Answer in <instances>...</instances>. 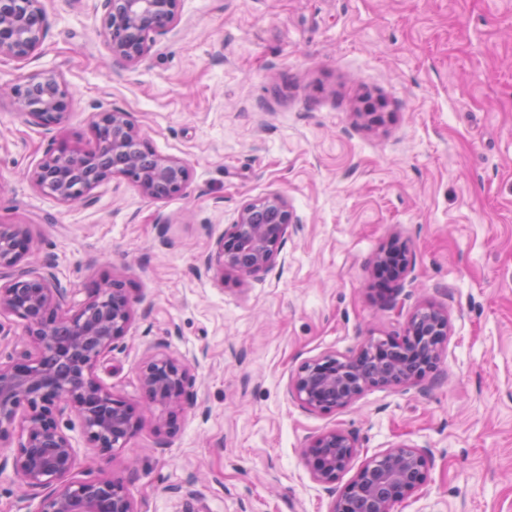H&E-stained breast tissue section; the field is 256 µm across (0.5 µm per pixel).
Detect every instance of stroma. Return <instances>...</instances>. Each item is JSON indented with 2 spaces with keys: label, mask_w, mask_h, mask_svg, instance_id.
Masks as SVG:
<instances>
[{
  "label": "stroma",
  "mask_w": 512,
  "mask_h": 512,
  "mask_svg": "<svg viewBox=\"0 0 512 512\" xmlns=\"http://www.w3.org/2000/svg\"><path fill=\"white\" fill-rule=\"evenodd\" d=\"M97 5L44 0L35 55L0 58V88L52 70L74 93L50 132L0 98V224L27 227L73 303L123 280L133 323L97 371L114 394L140 403V366L161 350L191 362L197 399L171 428L143 413L107 454L64 416L76 477L125 481L140 512H328L302 449L336 427L360 463L429 450V481L398 512H512V0H183L133 68L112 62ZM375 103L381 123L356 119ZM112 108L186 162L183 196L115 178L69 206L32 185L48 149L93 148ZM271 192L300 225L275 264L243 283L204 271L240 208ZM395 234L410 246L398 293L371 273ZM424 305L451 332L423 381L331 413L289 394L301 362L399 336ZM35 506L0 447V512Z\"/></svg>",
  "instance_id": "1"
}]
</instances>
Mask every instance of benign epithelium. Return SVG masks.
I'll return each mask as SVG.
<instances>
[{"label": "benign epithelium", "mask_w": 512, "mask_h": 512, "mask_svg": "<svg viewBox=\"0 0 512 512\" xmlns=\"http://www.w3.org/2000/svg\"><path fill=\"white\" fill-rule=\"evenodd\" d=\"M182 0H102L100 35L112 61L141 63L180 17ZM42 0H0V57L24 61L42 44ZM15 112L47 131L67 118L73 92L53 71L26 76L9 88ZM95 147L48 151L31 179L65 204L90 203L101 183L121 177L148 199L181 196L190 172L174 156L154 153L131 114L112 109L92 123ZM288 198L269 193L238 212L213 250L205 271L234 270L244 282L276 262L288 230L295 227ZM32 240L20 224H0V316L17 317L27 348L0 360V447L12 449L21 483L37 499L35 512H139L127 484L111 478L73 479L77 460L61 417L75 415L89 443L102 453L133 437L140 409L157 410L169 425L194 395L192 364L164 353L149 355L140 369L142 408L115 395L97 376L100 363L124 340L134 319L133 300L117 277L101 280L73 310L68 289L52 266L30 267ZM410 247L398 234L375 255L373 271L390 270L402 282ZM450 334L448 314L417 309L398 337L365 338L350 356L325 353L291 374L289 394L310 412L330 413L353 404L367 389L413 384L435 367ZM356 437L328 429L310 437L303 460L312 478L332 496L329 512H396L428 482L430 452L399 445L363 462L342 488L336 484L357 457Z\"/></svg>", "instance_id": "benign-epithelium-1"}]
</instances>
